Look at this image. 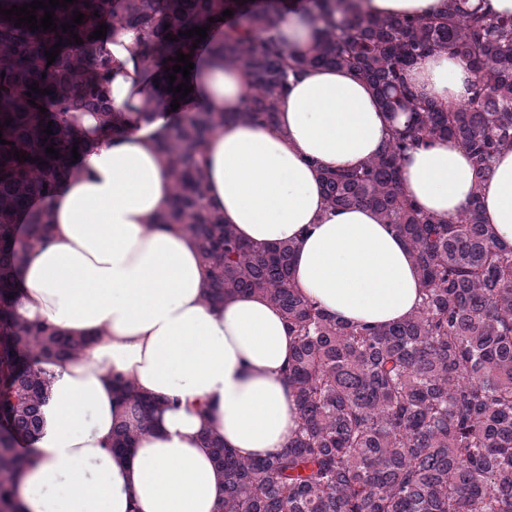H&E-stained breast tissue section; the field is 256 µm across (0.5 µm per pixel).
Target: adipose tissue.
I'll use <instances>...</instances> for the list:
<instances>
[{
    "instance_id": "obj_1",
    "label": "adipose tissue",
    "mask_w": 512,
    "mask_h": 512,
    "mask_svg": "<svg viewBox=\"0 0 512 512\" xmlns=\"http://www.w3.org/2000/svg\"><path fill=\"white\" fill-rule=\"evenodd\" d=\"M380 16H440L448 0H358ZM325 21L306 0L275 13L272 34L306 54ZM144 32L106 44L111 61L104 111L127 119L122 136L92 139L54 196L30 200L49 211L48 234L27 245L26 226L13 310L80 340L69 359L44 358L48 398L43 426L17 437L27 466L17 478L23 512H222L224 473L207 440L219 436L244 459L288 447L297 428L284 377L294 339L279 309L259 294L210 303L200 240L163 223L173 183L158 148L170 127L156 102V76L142 62ZM407 79L423 98L468 101L475 76L452 54L420 57ZM247 78L212 49L198 51L184 112H221L196 160L207 204L257 247L297 244L294 283L351 324L384 325L413 314L420 285L410 250L377 213L333 209L322 177L375 156L393 121L351 71L320 66L290 79L276 124L240 119ZM405 193L443 221L472 197L499 245L512 249V151L477 179L455 141L423 144L401 161ZM131 380L156 408L134 448L114 450L120 427L137 419L119 402L116 378Z\"/></svg>"
}]
</instances>
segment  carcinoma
Returning a JSON list of instances; mask_svg holds the SVG:
<instances>
[{"label":"carcinoma","mask_w":512,"mask_h":512,"mask_svg":"<svg viewBox=\"0 0 512 512\" xmlns=\"http://www.w3.org/2000/svg\"><path fill=\"white\" fill-rule=\"evenodd\" d=\"M309 2L326 27L299 58L269 35L268 11L240 0H76L56 7L53 32L18 28L16 18L0 15V138L8 141L0 144V512H19L14 476L25 460L14 452V437L33 436L41 427L47 388L38 360L53 350H81L48 324L17 320L9 293L15 289L11 270L22 261L16 218L25 215L33 241L48 232L50 214L30 210L29 200L52 197L70 175L72 148L84 150L74 110L102 102L110 62L103 39H89L102 23L114 36L124 28L146 33L143 61L163 64L157 98L166 105L176 98L166 69L176 64V52L193 53L197 39L179 32L208 25L224 27L213 50L248 77L242 112L248 121L274 126L289 74L312 66L352 71L385 111L407 116L374 158L323 178L330 206L372 208L414 257L420 307L386 326L336 319L293 284L294 244H246L207 207L206 176L194 157L224 123V113L183 114L158 140L174 190L162 223L180 224L201 240L207 300L261 293L295 338L284 371L298 418L288 448L244 460L218 438L208 440L224 469L223 512H512V249L495 242L478 199L443 223L414 205L400 171L402 157L425 142L457 141L480 178L492 172L498 154L512 150V16L451 0L438 17L355 15L336 24L333 12L353 8L351 0ZM226 9L233 15L223 16ZM75 10L85 15L83 23L65 33L60 25L71 22ZM168 33L174 40L164 39ZM75 34L83 43L74 42ZM59 41L49 66L45 51ZM448 52L473 66L475 92L465 103L430 102L405 83L417 58ZM34 82L52 93L27 95ZM49 124L51 135L44 132ZM48 146L59 158L45 153ZM16 151L37 162L16 159ZM118 386L140 420L153 413L155 403L131 381Z\"/></svg>","instance_id":"obj_1"}]
</instances>
